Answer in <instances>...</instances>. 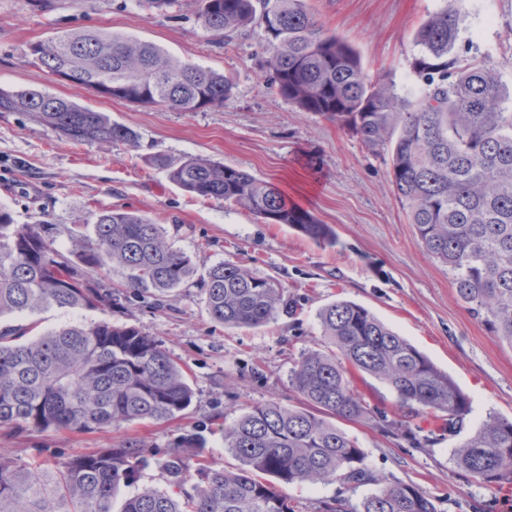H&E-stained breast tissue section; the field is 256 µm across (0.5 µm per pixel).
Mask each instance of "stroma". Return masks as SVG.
I'll return each instance as SVG.
<instances>
[{
  "mask_svg": "<svg viewBox=\"0 0 512 512\" xmlns=\"http://www.w3.org/2000/svg\"><path fill=\"white\" fill-rule=\"evenodd\" d=\"M328 31L360 54L370 79L395 84L404 97L419 82L409 62L414 35L429 14L452 8L460 18L456 50L461 57L488 58L512 93V62L502 48L512 44V0H306ZM195 0L158 14L138 0H50L36 11L29 0H0V87L34 88L74 99L110 115L138 136L137 146H75L29 114H0V206L19 224L46 218L53 246L76 261L70 231L104 210L124 209L161 224L189 255L197 276L159 298L131 288L126 271L97 274L112 294L107 311L51 308L33 317H2V324H36L38 331L102 318L156 333L188 372L192 406L166 423L140 422L77 434L0 428V452L22 462H62L113 446L128 437L145 442L156 459L182 436L204 437L199 457L215 467L234 465L220 433L252 406L274 401L302 404L288 381L301 352L322 343L320 308L338 300L364 306L427 355L468 396L471 411L455 434L442 432L443 415L413 416L417 436L435 433L418 448L411 439L381 426L378 417L403 419L406 410L380 380L353 373V385L371 416L345 430L366 455V464L388 483L419 487L437 512H512V485L477 483L453 462V449L487 419H512V346L501 342L462 303L448 269L424 250L414 225L393 193L383 156L319 115L299 110L268 85L262 70L263 30L244 29L226 47L216 46L196 21ZM72 29H97L160 46L182 61L230 76L233 96L223 108L176 112L141 106L74 87L45 68L24 62L29 44ZM161 153L173 160L203 157L277 183L336 234L321 245L283 224H265L248 210L194 198L173 185L165 171L147 164ZM233 261L274 277L288 311L258 329H232L206 313L199 276ZM142 483L162 487L157 462ZM293 512H320L323 502L342 498L359 506L371 486L337 482L281 486Z\"/></svg>",
  "mask_w": 512,
  "mask_h": 512,
  "instance_id": "1",
  "label": "stroma"
}]
</instances>
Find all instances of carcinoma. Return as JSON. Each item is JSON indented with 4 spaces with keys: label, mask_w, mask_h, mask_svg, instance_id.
<instances>
[{
    "label": "carcinoma",
    "mask_w": 512,
    "mask_h": 512,
    "mask_svg": "<svg viewBox=\"0 0 512 512\" xmlns=\"http://www.w3.org/2000/svg\"><path fill=\"white\" fill-rule=\"evenodd\" d=\"M197 23L218 42L252 23L264 31V66L279 94L355 135L367 149L387 150L389 175L408 223L425 250L448 267L458 299L512 346V107L496 67L455 51L460 19L449 8L429 16L415 36L411 68L420 91L369 82L357 51L327 32L305 0H200ZM26 62L97 94L179 112L224 107L233 83L224 73L180 61L154 43L73 30L29 45ZM24 112L74 145H133L130 128L76 101L35 89L0 88V113ZM147 163L195 198L224 200L265 224H286L326 244L333 229L291 202L281 188L253 174L201 157ZM46 220L17 224L0 207V318L49 308L112 307V295L89 272L114 265L130 284L166 295L195 275L190 256L165 229L133 211L97 215L93 234L71 232L82 266L60 259L42 233ZM210 318L255 329L286 308L272 277L231 261L201 278ZM326 349L301 354L289 383L303 406L252 407L224 426V449L235 470L193 461L187 435L161 463L168 488L144 486L120 512H291L288 499L259 475L285 485L338 481L375 484L358 512H435L415 485L387 484L364 464L365 453L336 422H356L369 407L351 370L386 383L401 405L448 415V430L470 413L466 394L404 337L350 301L322 307ZM31 327L0 328V427L90 433L123 423L164 422L195 398L189 377L156 334L133 325L77 322L27 337ZM146 444L129 438L51 466L0 454V512H112L121 487L148 465ZM457 467L482 484H512V420L489 416L453 450Z\"/></svg>",
    "instance_id": "carcinoma-1"
}]
</instances>
